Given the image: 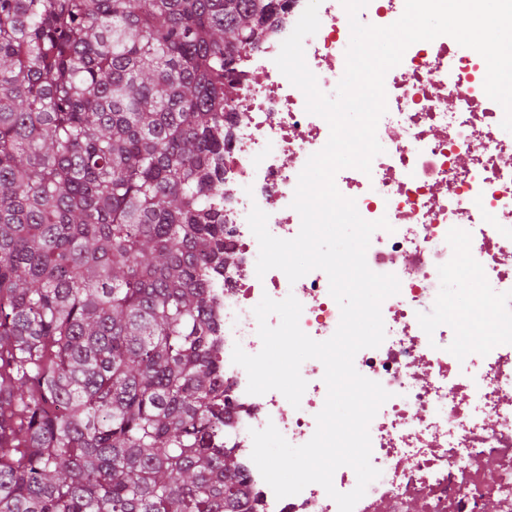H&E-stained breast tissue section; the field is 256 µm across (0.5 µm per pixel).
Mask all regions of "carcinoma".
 I'll use <instances>...</instances> for the list:
<instances>
[{"label":"carcinoma","instance_id":"carcinoma-1","mask_svg":"<svg viewBox=\"0 0 512 512\" xmlns=\"http://www.w3.org/2000/svg\"><path fill=\"white\" fill-rule=\"evenodd\" d=\"M274 0H0V512H235L208 281Z\"/></svg>","mask_w":512,"mask_h":512}]
</instances>
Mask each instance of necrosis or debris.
Returning <instances> with one entry per match:
<instances>
[{
  "instance_id": "1",
  "label": "necrosis or debris",
  "mask_w": 512,
  "mask_h": 512,
  "mask_svg": "<svg viewBox=\"0 0 512 512\" xmlns=\"http://www.w3.org/2000/svg\"><path fill=\"white\" fill-rule=\"evenodd\" d=\"M307 0H278L257 50L234 66L236 95L224 116V247L237 261L211 279L217 324L216 364L229 402L226 444L249 492L242 512H339L318 484L276 498L251 459V430L274 424L292 445L308 442L324 405V366L305 361L300 406L277 391L252 395L234 347L262 348L255 307L262 297L294 296L299 325L324 341L340 308L325 272L289 282L278 269L256 275L259 245L247 222L252 207L267 213L269 232L297 236L292 209L298 177L330 134L305 110V97L274 63ZM320 27L303 46L319 89L334 94L346 65L351 31L342 0H321ZM487 65L450 36L411 45L385 76L387 111L376 135L383 147L370 173L340 170L339 192L362 218L387 219L366 253L369 268L400 281L381 305L385 339L359 351L356 370L390 392L371 421L370 483L354 512H512V133L504 110L484 91ZM472 278L491 292L497 330L470 351L452 349V322L419 318L420 304L440 300L451 280Z\"/></svg>"
}]
</instances>
